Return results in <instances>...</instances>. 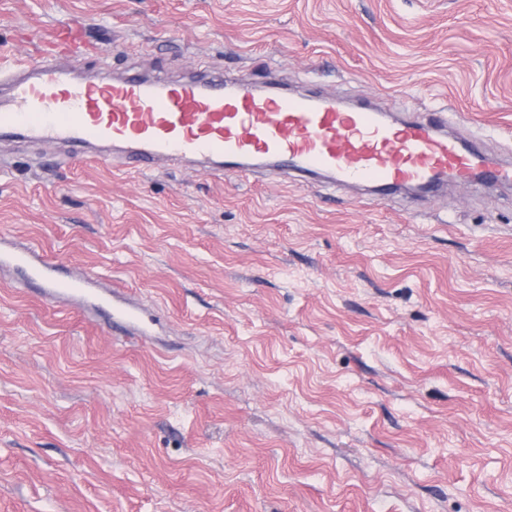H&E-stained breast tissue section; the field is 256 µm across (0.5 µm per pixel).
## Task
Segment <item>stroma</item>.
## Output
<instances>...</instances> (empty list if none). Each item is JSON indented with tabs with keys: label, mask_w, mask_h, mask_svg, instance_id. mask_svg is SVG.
<instances>
[{
	"label": "stroma",
	"mask_w": 512,
	"mask_h": 512,
	"mask_svg": "<svg viewBox=\"0 0 512 512\" xmlns=\"http://www.w3.org/2000/svg\"><path fill=\"white\" fill-rule=\"evenodd\" d=\"M276 80L512 156V0H0L7 61ZM141 310L0 270V512H512V183L120 170L0 139V239Z\"/></svg>",
	"instance_id": "35a3bbf8"
}]
</instances>
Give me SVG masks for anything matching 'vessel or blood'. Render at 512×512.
Returning <instances> with one entry per match:
<instances>
[{
	"instance_id": "b4317fda",
	"label": "vessel or blood",
	"mask_w": 512,
	"mask_h": 512,
	"mask_svg": "<svg viewBox=\"0 0 512 512\" xmlns=\"http://www.w3.org/2000/svg\"><path fill=\"white\" fill-rule=\"evenodd\" d=\"M74 36L69 25H60L56 51L0 71L7 85L0 94V135L85 148L123 146L120 166L138 170L194 161L247 176L264 166L322 171L341 184L372 183L382 190L411 184L429 192L444 186L448 172L463 182H512V162H484L448 136L447 116L388 124L370 107L346 111L330 98L226 79H81L60 52ZM4 266L28 270L46 295L90 298L111 307L113 324L141 326L135 308L93 295L91 279L61 278L58 266L41 261L34 248L0 249Z\"/></svg>"
}]
</instances>
